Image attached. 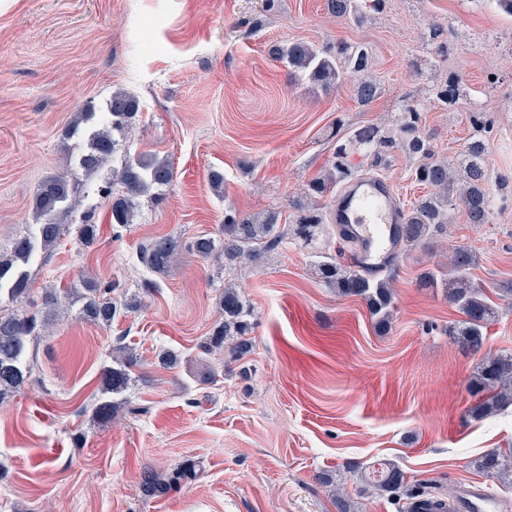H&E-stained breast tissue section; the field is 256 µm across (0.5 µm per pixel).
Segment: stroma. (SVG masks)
Wrapping results in <instances>:
<instances>
[{
  "instance_id": "obj_1",
  "label": "stroma",
  "mask_w": 512,
  "mask_h": 512,
  "mask_svg": "<svg viewBox=\"0 0 512 512\" xmlns=\"http://www.w3.org/2000/svg\"><path fill=\"white\" fill-rule=\"evenodd\" d=\"M447 25L434 68L417 71L430 21ZM364 43L382 90L360 105L351 84L323 91L290 80L267 54L276 42ZM461 76L466 97L441 110L426 90ZM140 103L133 152L168 159L166 199H142L135 224L113 235L107 202L95 210L99 242L68 232L30 266L31 297L85 278L137 293L142 307L102 329L69 315L29 346L31 375L0 402V512H403L365 489V467L389 460L420 494L463 496L478 482L495 512H512V487L475 466L512 448V407L483 418L469 381L485 355L512 354V182L495 190L487 224L457 215L447 234L404 247L395 264V304L381 331L358 297H340L312 271V254H336L335 227L317 249L288 241L236 283L250 304L253 350L236 361L200 345L219 317L222 259L183 252L168 273L147 270L151 238L189 241L217 232L226 204L252 213L276 208L332 160L337 122H380L405 101L441 154L456 158L472 134L471 100L490 120L487 167L512 179V17L492 0H388L357 27L336 22L326 0H0V248L36 222L41 182L62 170L82 179L78 113L101 111L113 92ZM251 161L242 168L240 159ZM224 174L223 191L210 183ZM474 252L472 274L499 314L479 353L450 336L462 318L420 276L444 269L453 248ZM138 358L127 402L94 423L103 370L115 348ZM181 354L161 365L160 350ZM217 378L202 385L204 368ZM193 459L203 473L162 499L139 490L144 466L166 471Z\"/></svg>"
}]
</instances>
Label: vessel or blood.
<instances>
[{
    "label": "vessel or blood",
    "mask_w": 512,
    "mask_h": 512,
    "mask_svg": "<svg viewBox=\"0 0 512 512\" xmlns=\"http://www.w3.org/2000/svg\"><path fill=\"white\" fill-rule=\"evenodd\" d=\"M340 238L356 239L358 249L346 261L361 270L386 269L396 254V229L405 212L393 186L379 177L355 180L336 199Z\"/></svg>",
    "instance_id": "1"
}]
</instances>
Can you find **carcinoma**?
Segmentation results:
<instances>
[{
	"label": "carcinoma",
	"instance_id": "cac0c4a2",
	"mask_svg": "<svg viewBox=\"0 0 512 512\" xmlns=\"http://www.w3.org/2000/svg\"><path fill=\"white\" fill-rule=\"evenodd\" d=\"M386 2L327 0V10L338 21L362 25L382 13ZM444 31L440 23L428 24L424 50L431 54V58L425 59L430 67L435 63L432 54L436 40ZM268 55L288 67L292 80H306L325 92L352 82L355 98L363 106L370 105L381 94L379 82L369 74L372 52L364 44L342 40L316 47L305 42H277L270 45ZM428 93L446 111L464 94V87L459 77L451 76L429 86ZM138 114L139 102L135 96L125 91L113 93L99 117L97 128L88 133L87 149L79 158V165L87 175H95L110 166L112 177L101 186L90 182L82 185L66 174L42 182L35 196L38 224L34 225L33 232L18 235L9 249L0 252V401L21 390L30 377L27 357L30 339L46 330L52 319L69 310L73 302L80 304L81 320L102 327L112 326L120 316L135 312L142 305L136 293L116 297L112 295L115 285L88 279L77 292L69 288L62 293L55 288L46 289L41 319L20 307L30 295L28 266L37 251L53 249L67 231L63 218L80 193L97 192L110 199L112 230L118 235L134 223L140 197L153 195L172 183L173 168L168 161L147 153H132L128 148ZM469 119L473 134L453 162L440 156L433 138L422 128L419 105L412 102L404 104L386 123L350 128L344 134L338 128L329 169L311 179L288 200L295 223L281 224V213L276 208L251 215L229 207L224 211L219 235H199L187 248L202 258L219 253L224 256V267L231 270L258 261L266 251L290 238L311 244L324 233L322 200L386 163L397 152L414 159L410 168L412 178L428 188L406 212V221L399 225L400 244L414 246L448 231L458 211L469 224H488L496 203L485 165L488 119L482 109L472 110ZM79 233L84 245L90 247L96 243L98 225L93 215L84 216ZM181 249V242L176 238L158 236L149 241L140 261L151 272L165 274ZM477 262L475 253L457 248L449 258L448 270L440 275L427 272L421 277L425 286L442 289L465 316L450 335L473 352L482 349L484 329L498 315L482 284L470 274ZM313 271L321 283L336 289L338 295L363 299L376 325L389 324L394 305L391 277H376L344 267L320 251L314 253ZM219 309L221 318L201 348L208 354L221 351L230 340L231 351L242 358L253 347L249 338L253 329L252 310L236 286L229 283L219 296ZM135 364L133 352L121 348L114 357V365L104 369L101 399L93 410L96 419H112L118 404L116 398L123 396L131 386L130 371ZM471 387L483 394V400L472 409L477 416L496 414L511 406L512 355L484 358L471 379ZM476 466L489 477L512 487V450L507 454L489 451L476 460ZM199 472L194 464H181L167 473L147 467L141 475L140 490L146 499L163 498L183 482L196 478ZM367 482L397 501L404 495L410 501L415 498L409 493L404 472L393 462L373 471Z\"/></svg>",
	"mask_w": 512,
	"mask_h": 512
}]
</instances>
